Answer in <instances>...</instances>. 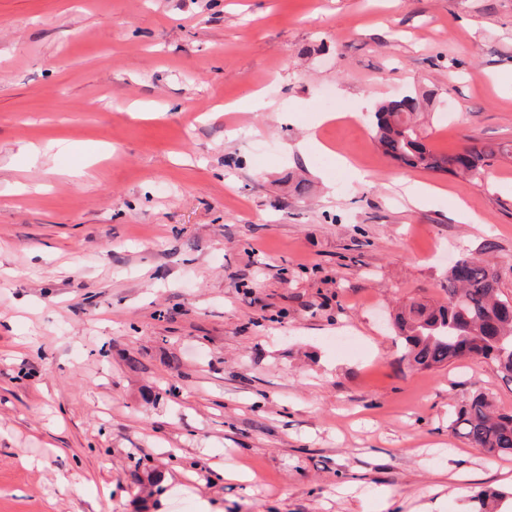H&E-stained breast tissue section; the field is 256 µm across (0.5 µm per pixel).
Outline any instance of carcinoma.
Returning a JSON list of instances; mask_svg holds the SVG:
<instances>
[{"label": "carcinoma", "mask_w": 512, "mask_h": 512, "mask_svg": "<svg viewBox=\"0 0 512 512\" xmlns=\"http://www.w3.org/2000/svg\"><path fill=\"white\" fill-rule=\"evenodd\" d=\"M419 109L414 90L378 106L374 139L386 156L411 168L477 181L491 160L509 154L505 145L476 144L452 155L434 152L423 142L415 121ZM391 327L402 344L401 359L417 369L477 358L512 377V299L502 294L498 271L489 261L461 258L448 268L442 301L404 305L392 317ZM450 428L487 456L512 454V412L496 409L481 393L452 413Z\"/></svg>", "instance_id": "cac0c4a2"}]
</instances>
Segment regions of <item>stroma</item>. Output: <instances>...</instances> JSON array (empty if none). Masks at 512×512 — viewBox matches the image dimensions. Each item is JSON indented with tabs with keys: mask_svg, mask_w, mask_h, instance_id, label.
Here are the masks:
<instances>
[{
	"mask_svg": "<svg viewBox=\"0 0 512 512\" xmlns=\"http://www.w3.org/2000/svg\"><path fill=\"white\" fill-rule=\"evenodd\" d=\"M409 87L433 150L512 143V0H0V512L512 500V455L448 427L512 379L410 369L387 326L454 258L512 296V162L388 158L372 116Z\"/></svg>",
	"mask_w": 512,
	"mask_h": 512,
	"instance_id": "stroma-1",
	"label": "stroma"
}]
</instances>
